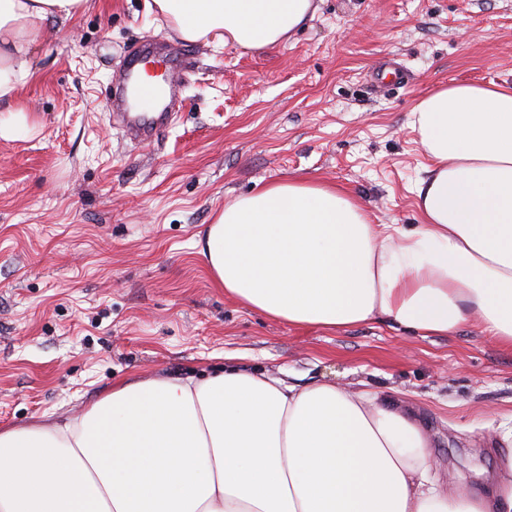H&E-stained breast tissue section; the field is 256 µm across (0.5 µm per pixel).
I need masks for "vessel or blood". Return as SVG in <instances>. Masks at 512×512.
I'll list each match as a JSON object with an SVG mask.
<instances>
[{"label":"vessel or blood","instance_id":"obj_1","mask_svg":"<svg viewBox=\"0 0 512 512\" xmlns=\"http://www.w3.org/2000/svg\"><path fill=\"white\" fill-rule=\"evenodd\" d=\"M185 49L167 42L134 51L105 105L137 145L151 144L157 133L184 106L179 70Z\"/></svg>","mask_w":512,"mask_h":512}]
</instances>
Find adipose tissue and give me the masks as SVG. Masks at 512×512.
I'll use <instances>...</instances> for the list:
<instances>
[{
    "label": "adipose tissue",
    "mask_w": 512,
    "mask_h": 512,
    "mask_svg": "<svg viewBox=\"0 0 512 512\" xmlns=\"http://www.w3.org/2000/svg\"><path fill=\"white\" fill-rule=\"evenodd\" d=\"M89 0H0V101L32 76L48 20ZM185 40L261 51L313 0H152ZM420 224H374L352 193L272 182L225 204L201 254L239 304L296 327L371 320L421 336L469 324L512 349V85L425 94ZM425 430L380 394L234 367L113 387L64 421L0 429V512H512V454L492 485L432 475Z\"/></svg>",
    "instance_id": "obj_1"
}]
</instances>
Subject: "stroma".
Returning a JSON list of instances; mask_svg holds the SVG:
<instances>
[{
    "mask_svg": "<svg viewBox=\"0 0 512 512\" xmlns=\"http://www.w3.org/2000/svg\"><path fill=\"white\" fill-rule=\"evenodd\" d=\"M289 42L188 43L184 108L131 143L104 106L129 50L178 40L146 0H90L48 23L0 119V428L79 409L120 382L224 364L304 388L365 387L410 407L435 478L477 485L512 453V351L466 326L294 327L209 279L197 242L235 197L288 178L340 186L376 224H416L429 160L409 127L450 81L512 83V0H316ZM407 73L394 85L381 63Z\"/></svg>",
    "mask_w": 512,
    "mask_h": 512,
    "instance_id": "obj_1",
    "label": "stroma"
}]
</instances>
